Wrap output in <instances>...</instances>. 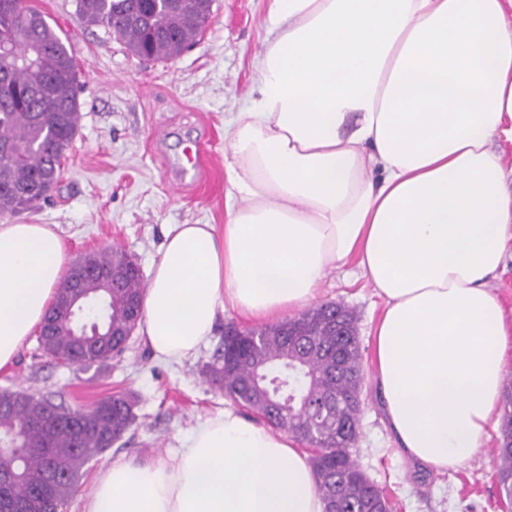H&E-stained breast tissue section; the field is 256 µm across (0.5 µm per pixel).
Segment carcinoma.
<instances>
[{
	"label": "carcinoma",
	"instance_id": "carcinoma-1",
	"mask_svg": "<svg viewBox=\"0 0 512 512\" xmlns=\"http://www.w3.org/2000/svg\"><path fill=\"white\" fill-rule=\"evenodd\" d=\"M212 0H75L86 26L123 39L131 54L170 60L200 34ZM80 121L77 63L58 30L29 0H0V219L34 207L60 177L62 159ZM84 318L97 333L82 334L60 302L74 269L56 289L49 312L54 330L39 337L50 357L91 366L122 354L141 320V270L119 248L87 257ZM341 322H336V317ZM356 314L329 302L284 322L247 329L253 347L221 344L206 365L211 380L256 418L309 446V463L325 510L371 512L389 503L352 457L362 411L364 369ZM0 471L17 475L0 490V512H60L77 491L83 468L111 448L135 421L127 396L97 401L80 417L51 398L0 391ZM498 461V494L512 503V410H505Z\"/></svg>",
	"mask_w": 512,
	"mask_h": 512
}]
</instances>
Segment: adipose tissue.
Returning <instances> with one entry per match:
<instances>
[{
	"label": "adipose tissue",
	"mask_w": 512,
	"mask_h": 512,
	"mask_svg": "<svg viewBox=\"0 0 512 512\" xmlns=\"http://www.w3.org/2000/svg\"><path fill=\"white\" fill-rule=\"evenodd\" d=\"M256 95L231 118L223 226L177 224L140 335L178 363L219 313L265 319L355 264L383 302L376 381L401 452L438 470L484 448L512 371L490 286L512 242V0H272ZM47 224H0V368L65 268ZM87 512H324L287 433L236 410L168 461L118 458Z\"/></svg>",
	"instance_id": "adipose-tissue-1"
}]
</instances>
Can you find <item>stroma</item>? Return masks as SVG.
I'll return each mask as SVG.
<instances>
[{"instance_id": "obj_1", "label": "stroma", "mask_w": 512, "mask_h": 512, "mask_svg": "<svg viewBox=\"0 0 512 512\" xmlns=\"http://www.w3.org/2000/svg\"><path fill=\"white\" fill-rule=\"evenodd\" d=\"M33 2L59 26L77 61L81 121L53 191L11 221L51 225L69 259L115 246L150 272L167 229L224 222V127L249 102L254 59L274 25L271 0H214L206 29L171 61L136 57L124 40L82 25L75 0ZM195 144L205 150V173L178 172L185 147ZM318 300L344 303L358 316L363 411L352 452L392 500L394 512H512L498 496V463L491 452L496 438L455 470L436 471L400 453L376 387L374 332L382 301L370 284L334 270ZM230 323L242 329L258 325L226 309L199 353L179 364L155 361L136 333L120 356L83 368L51 358L33 335L14 362L0 369V390L49 396L74 410L116 393L134 403L133 426L89 463L62 512H85L112 459H166L198 424L232 407L204 372Z\"/></svg>"}]
</instances>
